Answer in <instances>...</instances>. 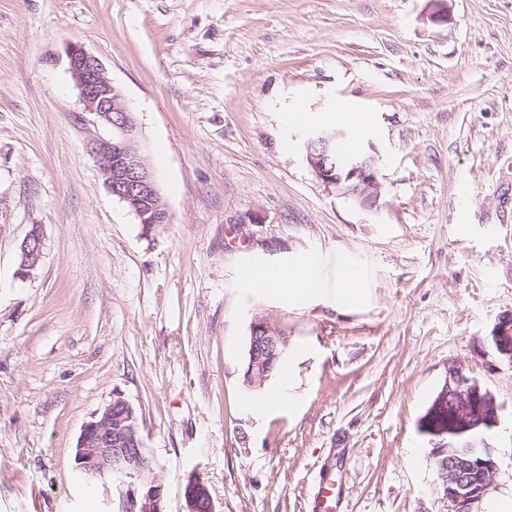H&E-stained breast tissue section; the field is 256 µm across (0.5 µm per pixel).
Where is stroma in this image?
I'll return each instance as SVG.
<instances>
[{
    "instance_id": "stroma-1",
    "label": "stroma",
    "mask_w": 512,
    "mask_h": 512,
    "mask_svg": "<svg viewBox=\"0 0 512 512\" xmlns=\"http://www.w3.org/2000/svg\"><path fill=\"white\" fill-rule=\"evenodd\" d=\"M100 58L172 223L143 232L86 149L65 48ZM363 114L383 193L364 209L310 169L296 106ZM512 0H0V512H121L87 480L83 425L136 407L186 512H451L425 416L451 362L501 407L489 495L512 493ZM42 259L15 270L31 225ZM316 257L291 299L239 272ZM363 299L337 301L340 258ZM288 337L298 401L240 376L251 324ZM491 341L496 353L512 364V314L499 319L492 330ZM205 494V495H204ZM206 499L205 491H202L194 482L190 481L185 488L186 508L188 512H215V505L211 498L206 501L204 507L202 502Z\"/></svg>"
}]
</instances>
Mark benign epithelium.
<instances>
[{
	"instance_id": "7a95c632",
	"label": "benign epithelium",
	"mask_w": 512,
	"mask_h": 512,
	"mask_svg": "<svg viewBox=\"0 0 512 512\" xmlns=\"http://www.w3.org/2000/svg\"><path fill=\"white\" fill-rule=\"evenodd\" d=\"M68 71L83 106L81 121L93 127L87 141L88 152L101 166L109 192L129 205L143 224L171 223L154 173L138 135L132 112L121 89L108 76L102 61L84 46L66 48ZM342 133L315 130L305 140L306 160L324 184L341 189L364 209L377 206L382 183L376 156L360 153L343 158L336 153ZM43 233L33 224L20 245L19 279L29 278L41 261ZM251 363L248 384L261 387L268 380L263 354L286 351L288 339L265 320L250 326ZM496 353L512 364V314L499 319L491 334ZM500 423V406L490 390L470 376L464 365L452 362L444 384L437 393L425 420V427L438 438L431 456L438 469L443 493L452 512H476L486 495L497 462L488 441L474 437L491 432ZM135 408L117 398L86 422L77 441L75 459L92 479L121 476L129 479L122 512H164L163 488L151 482L144 491L139 480L152 470L150 455ZM187 512H215L213 500L190 481L185 488Z\"/></svg>"
}]
</instances>
